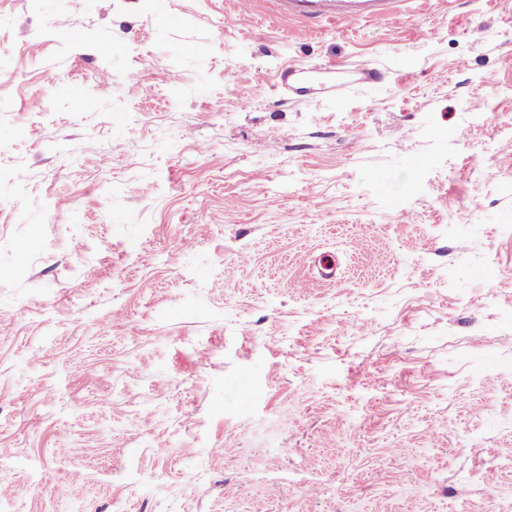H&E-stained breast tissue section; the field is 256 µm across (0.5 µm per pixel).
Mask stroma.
<instances>
[{
	"label": "stroma",
	"instance_id": "1",
	"mask_svg": "<svg viewBox=\"0 0 512 512\" xmlns=\"http://www.w3.org/2000/svg\"><path fill=\"white\" fill-rule=\"evenodd\" d=\"M509 27L0 0V512L512 503Z\"/></svg>",
	"mask_w": 512,
	"mask_h": 512
}]
</instances>
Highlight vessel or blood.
<instances>
[{"instance_id": "b4317fda", "label": "vessel or blood", "mask_w": 512, "mask_h": 512, "mask_svg": "<svg viewBox=\"0 0 512 512\" xmlns=\"http://www.w3.org/2000/svg\"><path fill=\"white\" fill-rule=\"evenodd\" d=\"M405 0H269L277 18L339 22L345 19L379 21L400 12Z\"/></svg>"}]
</instances>
